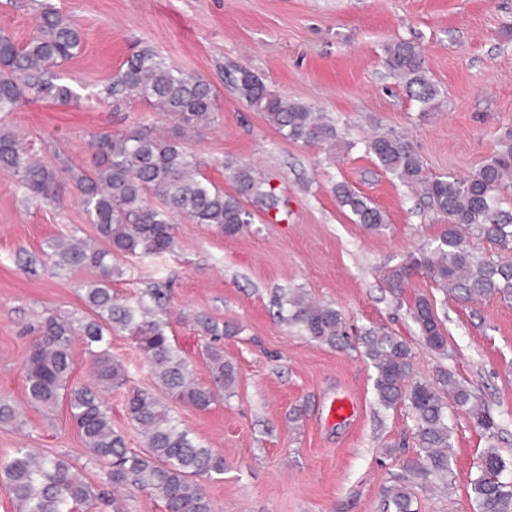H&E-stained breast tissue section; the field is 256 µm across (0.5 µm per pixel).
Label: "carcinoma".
I'll return each instance as SVG.
<instances>
[{
	"label": "carcinoma",
	"mask_w": 512,
	"mask_h": 512,
	"mask_svg": "<svg viewBox=\"0 0 512 512\" xmlns=\"http://www.w3.org/2000/svg\"><path fill=\"white\" fill-rule=\"evenodd\" d=\"M34 11L35 30L27 42L19 44L0 30V114L31 101L70 105L82 100L59 73L81 49L80 28L51 0H37ZM385 54L389 73L420 104L418 117L427 119L441 89L428 76L421 51L411 41L396 40ZM229 82L238 98L263 113L285 139L332 149L340 142L335 119L275 93L248 69H236ZM216 98L207 81L149 47L128 57L97 94L98 100L115 106L138 100L172 118L178 132L164 137L142 125L98 133L90 141L91 164L69 169L101 246L56 238L48 243L49 258L59 274L90 267L98 270L99 277L78 288L84 313L49 314L33 327L36 336L24 365L25 391L35 408L53 411L61 402L67 405L89 460L100 467L101 475L94 484L65 454L17 448L0 459V477L8 486L15 512H106L115 503L114 489L130 497L137 492L149 494L161 501L165 512H213L201 479L224 474V457L181 428L163 400L205 411L217 392L231 389L236 370L224 360L220 342L237 328L194 316L209 338L202 355L212 380L209 385L197 383L191 361L173 344L169 323L160 315L169 304L168 289L149 288L132 302L118 300L112 294V256L146 258L172 251L176 215L196 224H215L231 237L253 223L254 213L247 204L266 214L281 212L275 189L252 167H233V190L226 192L202 172L201 163L183 141L218 121ZM365 150L386 173L416 188L428 206L447 219L438 244L410 255L388 279L393 293L420 272L439 288L440 301L420 295L411 315L423 343L445 353L448 336L438 304L450 296L467 302L491 297L512 301V209L504 208L512 193V129L501 136L500 150L463 177L426 175L417 147L403 133L377 134L366 142ZM0 171L15 178L16 189L26 200H51L56 195L57 165L3 124ZM334 192L354 216V223L370 231L385 226V214L370 199L346 184L335 185ZM470 235L492 245L501 256L474 255ZM278 319L319 343L334 348L348 344L342 312L313 301L302 288L281 293ZM114 330L127 333L155 381L153 390L133 391L126 405L128 417L144 438L142 449L128 446L125 436L112 428L106 394L126 381L125 367L108 348ZM77 337L93 364L90 384L72 380V343ZM360 341L375 370L378 405L407 407L415 429V456L402 461L400 473L383 489L384 506L388 512H415L414 488L434 479L452 486L453 428L448 424L446 400L483 429L494 427V418L486 402L453 372L441 369L433 382L415 378L411 347L386 330L370 329ZM0 423L23 424L16 404L3 394ZM506 469L498 449L491 446L480 454L470 479L475 512H512V480L504 477Z\"/></svg>",
	"instance_id": "1"
}]
</instances>
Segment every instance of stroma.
I'll list each match as a JSON object with an SVG mask.
<instances>
[{
    "mask_svg": "<svg viewBox=\"0 0 512 512\" xmlns=\"http://www.w3.org/2000/svg\"><path fill=\"white\" fill-rule=\"evenodd\" d=\"M54 2L83 33L82 50L64 72L84 102H29L1 122L39 154L74 168L90 164L97 133L152 124L176 134L172 119L141 102L116 108L95 98L128 55L148 46L217 92L218 124L190 142L203 173L227 188L225 162L250 165L288 203L279 223L259 212L233 237L181 218L174 251L112 260L118 296L135 297L160 282L171 288L169 333L200 382H208L209 369L192 314L240 330L223 342L237 371L232 394L205 411L174 408L198 441L224 457L223 475L205 483L214 512H384L383 488L414 453L411 417L405 407L378 405L375 370L362 348L318 343L277 318L281 290L298 287L341 310L351 334L384 327L406 341L418 378L433 380L446 368L482 395L494 431L449 407L453 487L416 489L414 502L416 512H473L469 482L484 448L512 461V302L448 300L440 310L447 352L422 342L410 310L418 296H438V289L418 274L397 296L386 276L410 253L433 248L445 221L385 173L363 142L388 130L404 133L433 176L467 175L498 151L501 132L512 127V0ZM33 26L30 0H0V29L23 42ZM399 39L420 46L442 91L425 123L384 64L386 46ZM239 67L336 118L343 145L329 152L285 140L232 90L228 75ZM338 183L371 199L386 226L355 224L336 200ZM70 236L98 238L71 182L60 181L55 200L25 203L13 179L0 173V392L13 397L25 420L20 429L0 427V458L23 447L64 453L94 483L98 470L66 407L45 417L24 391L31 325L46 313L83 311L76 288L98 276L93 268L58 275L47 266L48 241ZM111 351L129 371L126 387L107 397L112 426L138 448L143 438L125 399L154 380L126 333L113 332ZM340 403L347 411L338 416Z\"/></svg>",
    "mask_w": 512,
    "mask_h": 512,
    "instance_id": "obj_1",
    "label": "stroma"
}]
</instances>
